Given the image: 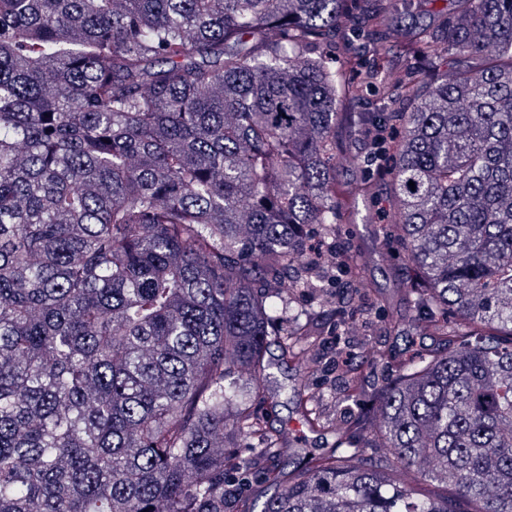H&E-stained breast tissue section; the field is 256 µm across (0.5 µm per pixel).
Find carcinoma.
I'll use <instances>...</instances> for the list:
<instances>
[{"instance_id": "carcinoma-1", "label": "carcinoma", "mask_w": 512, "mask_h": 512, "mask_svg": "<svg viewBox=\"0 0 512 512\" xmlns=\"http://www.w3.org/2000/svg\"><path fill=\"white\" fill-rule=\"evenodd\" d=\"M453 2L441 33L373 46L424 60L411 79L347 84L325 53L347 0H0V512H226V471L283 455L244 403L269 336L306 368L320 335L279 282L322 289L308 228L368 198L336 191L339 131L393 120L430 344L369 350L395 376L355 402L364 443L269 471L239 512H512V0Z\"/></svg>"}]
</instances>
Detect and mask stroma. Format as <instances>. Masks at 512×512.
<instances>
[{"label":"stroma","instance_id":"obj_1","mask_svg":"<svg viewBox=\"0 0 512 512\" xmlns=\"http://www.w3.org/2000/svg\"><path fill=\"white\" fill-rule=\"evenodd\" d=\"M393 26L385 30L383 39L393 40L394 27L410 31L436 30L449 17V0H393ZM341 149L351 156V164L339 172L341 183H364L373 187L375 194L359 207L360 213L352 221L336 227V242L346 250L363 256L367 261L366 277L373 294L385 297L383 307L369 301L355 300L350 290L357 282L352 274H344L340 287L331 292L329 305H322L312 291H296L290 296L292 306L303 314L309 324L323 326L324 336L316 351L317 364L313 371H296L289 365H277V347H269L268 356L273 363L266 384L265 398L254 409L265 416L271 429L288 428L298 431L299 441L278 461L283 475H294L295 461L302 456H316L332 448L337 440L359 443L363 431L355 423V407L347 401L349 383L345 376L344 360L358 354L368 336L372 323L393 317L410 320L402 285L405 281V247L391 236L385 219L391 208L392 186L388 175L390 148H377L370 140L355 136H342ZM355 318L356 324L349 333L337 328L340 320ZM303 381L315 394V403L323 425L315 430L300 428L293 388L296 381Z\"/></svg>","mask_w":512,"mask_h":512}]
</instances>
